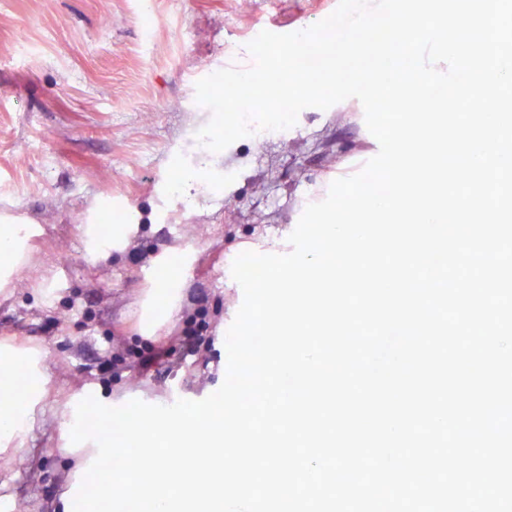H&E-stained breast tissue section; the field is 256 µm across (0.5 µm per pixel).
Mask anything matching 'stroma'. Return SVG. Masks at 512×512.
<instances>
[{
    "label": "stroma",
    "instance_id": "35a3bbf8",
    "mask_svg": "<svg viewBox=\"0 0 512 512\" xmlns=\"http://www.w3.org/2000/svg\"><path fill=\"white\" fill-rule=\"evenodd\" d=\"M338 0H0V209L28 217L27 261L0 288V343L37 349L48 394L20 452L0 454V512H60L79 457L65 455L61 411L84 392L169 405L223 383L225 338L243 301L230 272L243 248L289 250L306 206L378 152L364 108L347 99L302 110L295 126L254 131L198 154L209 108L190 105V77L216 61L244 68L235 48L253 32H298ZM183 184L170 192L173 169ZM112 201L137 225L122 251L89 263L88 210ZM190 246L183 298L141 332L139 311L160 253ZM212 313L207 342L177 345L150 368L145 342L174 335L197 300ZM118 367L108 369L109 358Z\"/></svg>",
    "mask_w": 512,
    "mask_h": 512
}]
</instances>
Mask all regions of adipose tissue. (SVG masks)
<instances>
[{
    "mask_svg": "<svg viewBox=\"0 0 512 512\" xmlns=\"http://www.w3.org/2000/svg\"><path fill=\"white\" fill-rule=\"evenodd\" d=\"M46 390V375L32 350H0V393L9 400L0 409V447L22 441L35 422V411Z\"/></svg>",
    "mask_w": 512,
    "mask_h": 512,
    "instance_id": "obj_1",
    "label": "adipose tissue"
}]
</instances>
